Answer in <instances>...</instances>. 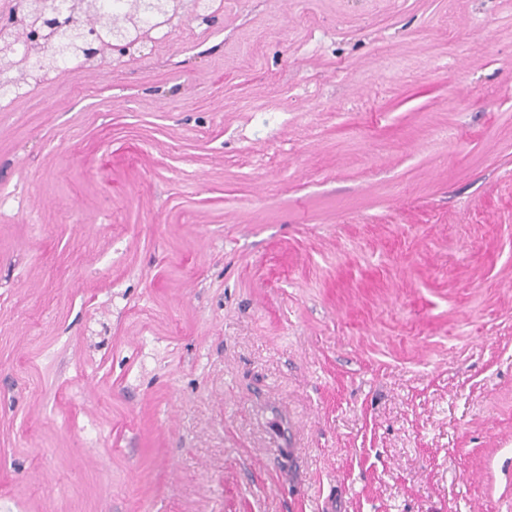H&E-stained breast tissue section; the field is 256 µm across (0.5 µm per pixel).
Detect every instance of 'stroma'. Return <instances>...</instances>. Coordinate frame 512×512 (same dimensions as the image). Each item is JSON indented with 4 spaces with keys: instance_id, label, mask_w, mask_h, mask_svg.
Returning a JSON list of instances; mask_svg holds the SVG:
<instances>
[{
    "instance_id": "35a3bbf8",
    "label": "stroma",
    "mask_w": 512,
    "mask_h": 512,
    "mask_svg": "<svg viewBox=\"0 0 512 512\" xmlns=\"http://www.w3.org/2000/svg\"><path fill=\"white\" fill-rule=\"evenodd\" d=\"M191 28L0 111V512H512V0Z\"/></svg>"
}]
</instances>
